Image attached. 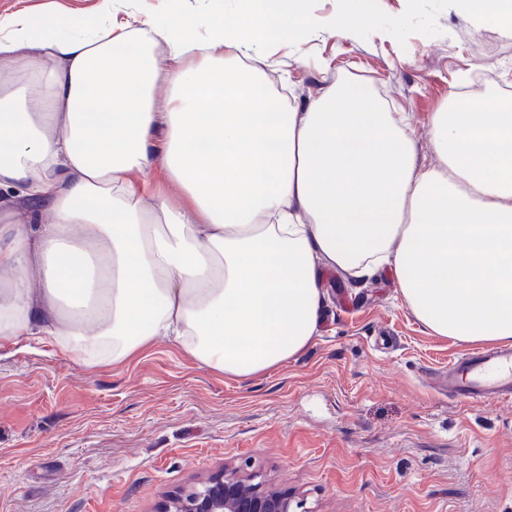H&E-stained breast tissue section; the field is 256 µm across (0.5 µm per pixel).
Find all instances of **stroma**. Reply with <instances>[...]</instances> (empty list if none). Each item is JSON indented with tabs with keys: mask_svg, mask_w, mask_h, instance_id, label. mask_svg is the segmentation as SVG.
<instances>
[{
	"mask_svg": "<svg viewBox=\"0 0 512 512\" xmlns=\"http://www.w3.org/2000/svg\"><path fill=\"white\" fill-rule=\"evenodd\" d=\"M102 0H0V15L76 13ZM343 0H308L323 19L269 50L300 102L354 81L406 113L420 164L436 161L433 112L450 96L512 91V33L452 0H372V23L332 27ZM325 322L298 358L236 381L180 348L87 367L43 341L0 348V512H159L171 491L249 465L307 512H512V400L460 405L436 370L466 352L433 335L393 274L323 276Z\"/></svg>",
	"mask_w": 512,
	"mask_h": 512,
	"instance_id": "obj_1",
	"label": "stroma"
}]
</instances>
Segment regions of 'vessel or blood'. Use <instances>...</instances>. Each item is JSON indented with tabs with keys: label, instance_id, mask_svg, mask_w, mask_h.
I'll use <instances>...</instances> for the list:
<instances>
[{
	"label": "vessel or blood",
	"instance_id": "b4317fda",
	"mask_svg": "<svg viewBox=\"0 0 512 512\" xmlns=\"http://www.w3.org/2000/svg\"><path fill=\"white\" fill-rule=\"evenodd\" d=\"M432 387L463 404L512 398V348L476 349L453 358Z\"/></svg>",
	"mask_w": 512,
	"mask_h": 512
}]
</instances>
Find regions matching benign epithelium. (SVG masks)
<instances>
[{
  "instance_id": "obj_1",
  "label": "benign epithelium",
  "mask_w": 512,
  "mask_h": 512,
  "mask_svg": "<svg viewBox=\"0 0 512 512\" xmlns=\"http://www.w3.org/2000/svg\"><path fill=\"white\" fill-rule=\"evenodd\" d=\"M165 512H305L303 503L291 499L253 473L237 467L224 471L171 495Z\"/></svg>"
}]
</instances>
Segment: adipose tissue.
Returning a JSON list of instances; mask_svg holds the SVG:
<instances>
[{
	"instance_id": "1",
	"label": "adipose tissue",
	"mask_w": 512,
	"mask_h": 512,
	"mask_svg": "<svg viewBox=\"0 0 512 512\" xmlns=\"http://www.w3.org/2000/svg\"><path fill=\"white\" fill-rule=\"evenodd\" d=\"M239 2L232 22L0 16V345L94 366L166 341L243 380L318 336L325 270L383 268L433 334L511 343L512 104L452 96L420 165L357 84L275 106L241 63L307 18Z\"/></svg>"
}]
</instances>
